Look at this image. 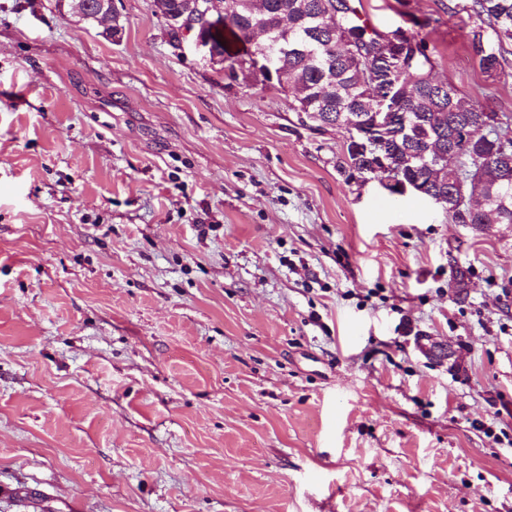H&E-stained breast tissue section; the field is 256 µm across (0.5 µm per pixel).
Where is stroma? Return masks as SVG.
I'll return each mask as SVG.
<instances>
[{
  "label": "stroma",
  "instance_id": "35a3bbf8",
  "mask_svg": "<svg viewBox=\"0 0 512 512\" xmlns=\"http://www.w3.org/2000/svg\"><path fill=\"white\" fill-rule=\"evenodd\" d=\"M360 2L512 112L470 0ZM114 7L0 0V512H512V224ZM70 0V9L74 15L96 23L109 21L113 27L120 26L119 18L114 11L112 0ZM374 162L375 157L371 151H366L364 145L348 138L336 166L340 173L351 179L355 173L365 174L363 170L370 169Z\"/></svg>",
  "mask_w": 512,
  "mask_h": 512
}]
</instances>
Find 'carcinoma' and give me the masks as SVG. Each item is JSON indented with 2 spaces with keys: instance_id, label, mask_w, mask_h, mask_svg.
I'll return each mask as SVG.
<instances>
[{
  "instance_id": "1",
  "label": "carcinoma",
  "mask_w": 512,
  "mask_h": 512,
  "mask_svg": "<svg viewBox=\"0 0 512 512\" xmlns=\"http://www.w3.org/2000/svg\"><path fill=\"white\" fill-rule=\"evenodd\" d=\"M471 11L477 19L467 33L473 62L490 77L506 75L512 0H472ZM256 20L274 38L272 88L290 85L296 115L312 118L318 131L349 117L375 128L378 152L392 160L398 181H417L424 193L448 197V223L479 230L512 224V157L501 140L512 113H501V135L477 134L498 110L488 100H463L450 83H430L435 53L420 33L410 34L404 58L387 60L385 45L403 29L378 30L355 0H224V14L208 22V31L229 70L242 55L228 50V39L249 40ZM374 162L372 152L349 139L337 169L351 179Z\"/></svg>"
}]
</instances>
